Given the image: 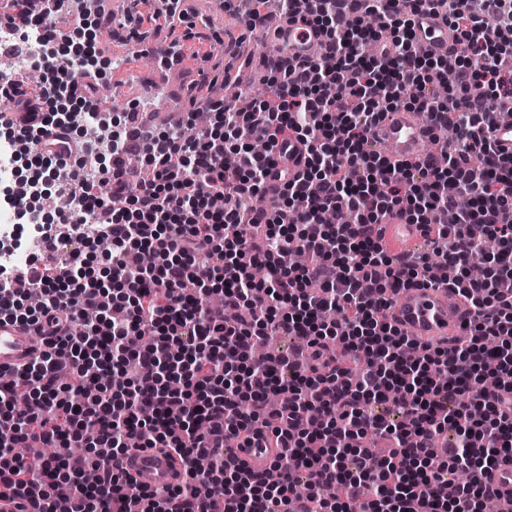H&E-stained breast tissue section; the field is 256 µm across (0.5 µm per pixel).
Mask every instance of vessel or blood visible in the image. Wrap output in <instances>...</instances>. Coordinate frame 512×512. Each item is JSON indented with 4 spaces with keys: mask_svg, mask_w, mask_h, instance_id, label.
Wrapping results in <instances>:
<instances>
[{
    "mask_svg": "<svg viewBox=\"0 0 512 512\" xmlns=\"http://www.w3.org/2000/svg\"><path fill=\"white\" fill-rule=\"evenodd\" d=\"M263 25L274 36L273 47L288 58L311 56L319 41L314 31L300 23H292L277 15H266ZM417 47L424 52L444 56L454 41L443 15L427 13L415 20ZM434 134L423 115L397 109L386 114L374 130V147L396 162H415L426 153ZM490 136L497 154L512 156V118L498 119ZM385 235L402 244L420 238L417 225L394 217L384 226ZM472 308L462 297H450L448 288L418 286L401 290L386 311L388 320L404 335L438 346H448L470 318ZM38 347L34 328L16 323H0V371H15L32 359ZM233 452L253 470L268 469L280 454L276 438L270 430L253 432L235 440ZM126 472L143 489L163 492L177 483L182 470L167 451L145 448L130 452L124 459ZM489 479L499 491L501 512H512V463L494 468Z\"/></svg>",
    "mask_w": 512,
    "mask_h": 512,
    "instance_id": "1",
    "label": "vessel or blood"
}]
</instances>
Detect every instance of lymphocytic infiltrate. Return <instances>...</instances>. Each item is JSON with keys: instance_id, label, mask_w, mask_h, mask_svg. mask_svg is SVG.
<instances>
[{"instance_id": "1", "label": "lymphocytic infiltrate", "mask_w": 512, "mask_h": 512, "mask_svg": "<svg viewBox=\"0 0 512 512\" xmlns=\"http://www.w3.org/2000/svg\"><path fill=\"white\" fill-rule=\"evenodd\" d=\"M282 17L318 30L319 57L272 59L248 109L204 97L218 128L132 129L112 117V153L97 162L46 109L58 95L98 118L97 85L51 53L40 94L18 98L26 154L60 168L51 203L71 229L45 226L27 195H0L28 220L56 266L0 265V319L48 329L47 349L0 384V498L29 512H477L496 499L482 477L512 460V157L489 130L512 112V0H279ZM444 14L466 59L418 54L415 18ZM380 15L385 33L359 23ZM105 25L93 0H11L9 40L52 43L58 19ZM386 41L388 53H366ZM434 124L436 153L391 166L370 149L398 107ZM306 153L279 169L278 144ZM276 197L253 200L271 178ZM107 186L99 193L97 185ZM342 212L341 224L325 223ZM420 225L424 252L390 255L382 224ZM109 241L104 269L86 248ZM485 276H471L474 263ZM25 288H18V281ZM451 284L471 304L465 341L418 345L381 316L400 291ZM306 348L252 355L272 335ZM496 388L478 389L487 363ZM402 391L391 400L392 391ZM279 422V479L249 469L224 443ZM455 431L447 456L439 435ZM167 448L182 479L158 495L124 481L129 436ZM470 475L453 497L441 484Z\"/></svg>"}]
</instances>
